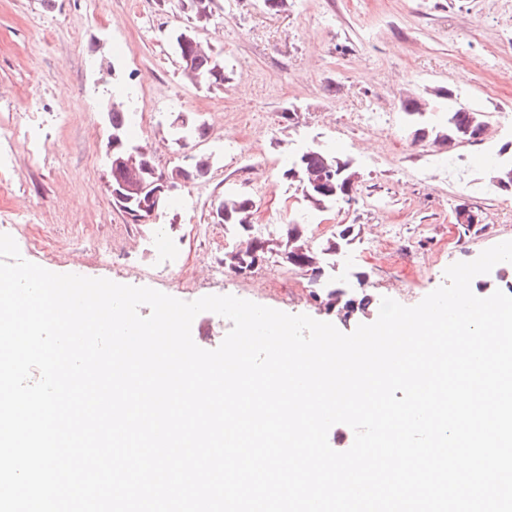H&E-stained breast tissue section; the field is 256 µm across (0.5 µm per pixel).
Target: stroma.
<instances>
[{
	"label": "stroma",
	"mask_w": 512,
	"mask_h": 512,
	"mask_svg": "<svg viewBox=\"0 0 512 512\" xmlns=\"http://www.w3.org/2000/svg\"><path fill=\"white\" fill-rule=\"evenodd\" d=\"M188 23L177 0H0V120L32 127L45 146L0 139V212L21 255L55 273L148 286L183 301L233 295L306 314L349 333L318 308L311 285L280 259L257 274L207 276L220 264L224 227L213 203L232 189L254 201L265 235L302 225L313 244L351 224L356 237L338 268L366 272L365 291L418 304L452 263L512 240V194L490 184L489 154L512 142V6L506 0H288L271 13L260 0H216L197 37L220 53L228 80L207 88L187 79L171 38ZM137 93L144 120L135 142L170 170L188 156L210 159L207 178L174 194L151 223L134 224L112 205L106 146L109 101ZM485 114L482 141L413 144L401 103L434 89ZM392 115L387 129L356 126L351 113ZM294 113L285 122L281 113ZM184 116L208 135L180 149L171 123ZM311 143L350 159L359 174L351 201L308 210L281 161ZM467 208L477 224L457 223ZM163 226L180 256L153 275V255L131 237ZM93 229L109 261L88 249Z\"/></svg>",
	"instance_id": "obj_1"
}]
</instances>
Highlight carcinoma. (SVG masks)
Wrapping results in <instances>:
<instances>
[{"label": "carcinoma", "mask_w": 512, "mask_h": 512, "mask_svg": "<svg viewBox=\"0 0 512 512\" xmlns=\"http://www.w3.org/2000/svg\"><path fill=\"white\" fill-rule=\"evenodd\" d=\"M215 0H179L181 9L189 13L194 28H202L209 22L212 15V4ZM183 72L190 80H197L209 87H221L227 79L224 65L218 60V54L213 51L202 52L188 45L178 47ZM447 112L435 126L426 122V113L417 111L411 101L403 103L402 109L409 122L415 127L413 142H422L429 134L446 141L458 142L477 141L474 132L482 129L485 124L484 115L471 107L452 99L447 94ZM107 118L112 135L121 139L123 147L135 146L130 137L129 117L123 103L112 102V108L107 112ZM206 136L204 125H194L187 122L178 128L176 142L183 148L192 141ZM119 151H114L112 170L110 171L112 187L126 185L139 191L149 193L152 183L165 174L170 176L184 170L199 177L210 168L209 160L204 157L194 159L188 167L177 165L164 173L157 169L155 163L120 166L115 162ZM356 174L351 161L341 155L317 144L310 152L300 151L294 155L282 176L298 185L303 200L315 211H322L341 200H349L355 189V183L349 177ZM113 206L122 212L133 224H141L151 218V214L138 210V201H129V197L112 194ZM254 207L253 200L245 195L232 192L224 193L217 209L218 223L231 228L241 237L242 245L224 253L220 263L233 272L250 268L259 259L266 260L271 256L281 258L288 266L300 269L304 266L322 273L316 282V301L326 311L337 310L349 317L352 313L367 314L371 299L359 296L357 287L363 286L362 273L356 272L346 279H335L330 274L336 259L353 240L354 225L344 224L331 237L327 238L319 248H312L304 240V231L300 224H290L286 233L278 238H263L255 235L250 216Z\"/></svg>", "instance_id": "1"}]
</instances>
